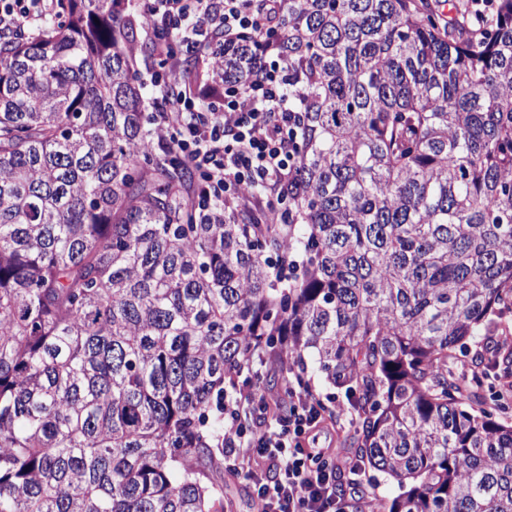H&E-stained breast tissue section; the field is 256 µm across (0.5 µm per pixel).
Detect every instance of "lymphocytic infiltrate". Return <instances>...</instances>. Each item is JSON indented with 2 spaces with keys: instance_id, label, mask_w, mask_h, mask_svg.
Instances as JSON below:
<instances>
[{
  "instance_id": "f902f5d3",
  "label": "lymphocytic infiltrate",
  "mask_w": 512,
  "mask_h": 512,
  "mask_svg": "<svg viewBox=\"0 0 512 512\" xmlns=\"http://www.w3.org/2000/svg\"><path fill=\"white\" fill-rule=\"evenodd\" d=\"M283 0H144L149 28L165 27L169 41L159 56H204L216 93L205 103L188 96L170 66L156 79L160 108L155 136L197 173L192 205L208 211L225 201L246 206L261 185L287 186L293 170L297 114L288 95V69L256 57L248 82L224 77L226 43L243 31L261 41L279 33ZM54 0H0V33L35 26ZM272 362L251 355L241 383L224 393V469L247 485L258 512H344L336 492V467L324 448L309 445L328 407L315 392L288 390V411L276 397L258 393L254 381Z\"/></svg>"
}]
</instances>
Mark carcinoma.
Listing matches in <instances>:
<instances>
[{"label":"carcinoma","mask_w":512,"mask_h":512,"mask_svg":"<svg viewBox=\"0 0 512 512\" xmlns=\"http://www.w3.org/2000/svg\"><path fill=\"white\" fill-rule=\"evenodd\" d=\"M122 0L0 42V512H224V387L296 360L380 512H512V424L448 364L512 313V0H284L287 210L193 211L147 142ZM247 36L224 77L253 76ZM480 399L475 409L466 397ZM363 483L368 484V494L359 501V508L352 507L349 512H376V507L381 502L390 501L398 493L399 489L395 480L387 474L376 471L374 469L366 470Z\"/></svg>","instance_id":"obj_1"}]
</instances>
